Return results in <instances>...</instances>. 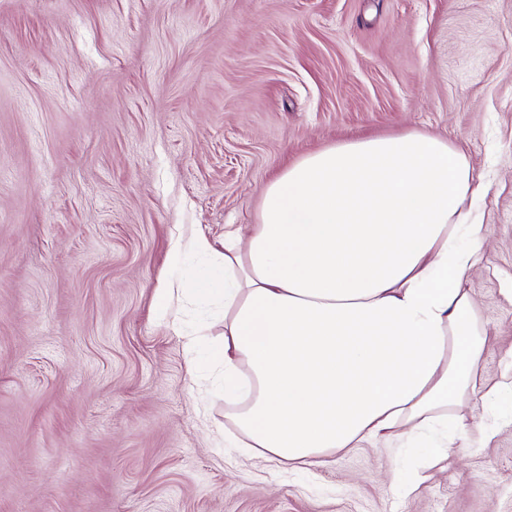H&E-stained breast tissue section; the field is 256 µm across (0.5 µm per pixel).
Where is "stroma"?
<instances>
[{
	"label": "stroma",
	"instance_id": "obj_1",
	"mask_svg": "<svg viewBox=\"0 0 512 512\" xmlns=\"http://www.w3.org/2000/svg\"><path fill=\"white\" fill-rule=\"evenodd\" d=\"M422 130L489 177L466 282L512 348V0H0V512H512V395L415 495L393 449L306 472L224 445V397L154 313L170 241L251 224L284 166Z\"/></svg>",
	"mask_w": 512,
	"mask_h": 512
}]
</instances>
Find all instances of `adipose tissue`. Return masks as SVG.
I'll return each instance as SVG.
<instances>
[{"instance_id": "1", "label": "adipose tissue", "mask_w": 512, "mask_h": 512, "mask_svg": "<svg viewBox=\"0 0 512 512\" xmlns=\"http://www.w3.org/2000/svg\"><path fill=\"white\" fill-rule=\"evenodd\" d=\"M465 154L423 132L355 140L309 154L267 183L251 224L175 239L214 259L224 301L212 356L224 376L230 447L305 470L365 444L415 447L424 431L488 450L495 430L449 425L475 393L489 343L465 281L488 227Z\"/></svg>"}]
</instances>
